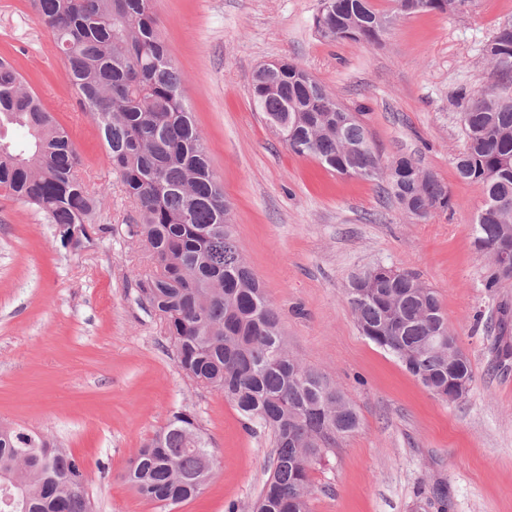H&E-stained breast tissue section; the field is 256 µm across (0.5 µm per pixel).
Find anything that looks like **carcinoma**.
<instances>
[{
  "label": "carcinoma",
  "instance_id": "1",
  "mask_svg": "<svg viewBox=\"0 0 512 512\" xmlns=\"http://www.w3.org/2000/svg\"><path fill=\"white\" fill-rule=\"evenodd\" d=\"M473 0H394L386 13L373 0H323L318 33L330 41L378 43L397 15L456 14ZM63 55L78 102L89 112L106 157L125 193L138 205L143 237L158 272L142 285L164 318L179 367L197 383L224 393L250 431L274 440L270 475L253 512H310V473L359 426L341 388L288 353L278 313L244 260L227 216L230 204L210 165L205 142L181 97V79L157 36L152 0H30ZM487 55L499 84L461 96L463 150L459 178L482 187L475 244L494 260L512 241V24L502 25ZM302 66L282 59L271 82L253 73L256 108L287 121L284 143L336 173L380 178L382 168L417 166L399 154L384 163L363 121ZM27 130L19 146L7 130ZM69 132L0 59V190L31 205L59 228L64 245L90 241L89 224L100 198L80 178ZM403 212L427 220L450 204L448 186L429 175L388 185ZM347 301L360 333L388 351L438 397L448 396V374L473 380L463 351L456 362L432 343L448 328L437 292L419 275L377 265L350 284ZM209 443L195 419L172 415L143 448L134 473L137 492L150 502H183L201 494L192 479ZM0 473L24 487L18 512H90L83 463L45 436L0 426Z\"/></svg>",
  "mask_w": 512,
  "mask_h": 512
}]
</instances>
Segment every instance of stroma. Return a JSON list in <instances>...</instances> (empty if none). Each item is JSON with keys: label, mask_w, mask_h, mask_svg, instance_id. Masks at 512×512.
Listing matches in <instances>:
<instances>
[{"label": "stroma", "mask_w": 512, "mask_h": 512, "mask_svg": "<svg viewBox=\"0 0 512 512\" xmlns=\"http://www.w3.org/2000/svg\"><path fill=\"white\" fill-rule=\"evenodd\" d=\"M182 98L232 209L244 258L276 308L290 354L342 388L356 431L311 473V512H512V281L487 290L474 245L481 186L462 181L460 95L490 86L485 46L512 0H474L452 16L398 17L382 44L326 41L321 0H153ZM0 56L69 131L82 176L104 191L91 241L65 248L56 225L0 191V423L41 432L80 459L91 512H251L268 476L269 432L253 433L222 392L178 366L163 317L142 292L155 263L140 221L79 106L65 62L28 0H0ZM288 59L361 111L390 159L410 154L451 202L418 223L376 181L292 153L259 112L251 76ZM376 264L438 293L473 381L453 403L432 395L360 333L346 300ZM191 413L219 464L202 494L145 501L132 458L173 412Z\"/></svg>", "instance_id": "35a3bbf8"}]
</instances>
